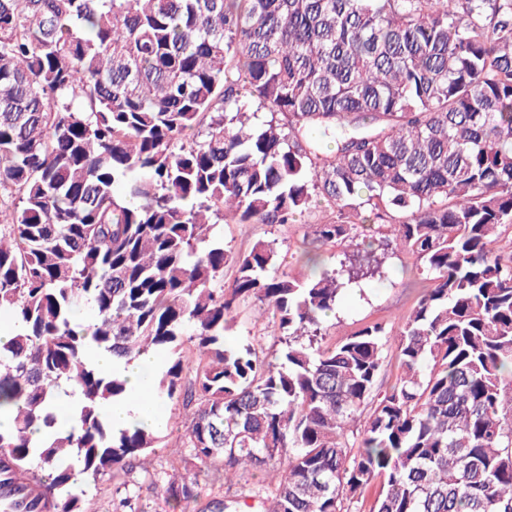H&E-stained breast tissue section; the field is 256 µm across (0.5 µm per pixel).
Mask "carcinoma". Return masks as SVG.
I'll return each mask as SVG.
<instances>
[{"mask_svg": "<svg viewBox=\"0 0 512 512\" xmlns=\"http://www.w3.org/2000/svg\"><path fill=\"white\" fill-rule=\"evenodd\" d=\"M318 201L342 221L313 242L353 246L337 267L299 278L271 242L210 240L212 215L286 224ZM505 227L512 0H0V512H83L78 474L120 478L113 512H144V488L194 512L216 460L240 489L211 512H352L378 478L374 512H512ZM397 250L430 280L410 314L321 345ZM249 297L272 360L224 345ZM95 350L170 356L154 397L187 413L182 470L149 473L152 429L112 430L101 403L128 390Z\"/></svg>", "mask_w": 512, "mask_h": 512, "instance_id": "cac0c4a2", "label": "carcinoma"}]
</instances>
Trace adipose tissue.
Returning a JSON list of instances; mask_svg holds the SVG:
<instances>
[{"instance_id": "ef3b65f1", "label": "adipose tissue", "mask_w": 512, "mask_h": 512, "mask_svg": "<svg viewBox=\"0 0 512 512\" xmlns=\"http://www.w3.org/2000/svg\"><path fill=\"white\" fill-rule=\"evenodd\" d=\"M99 368L107 373L119 372L126 379L129 395L126 399L109 401L103 406V414L113 429L121 430L138 423L152 426L157 422L155 411L147 403L150 379L153 370L159 366L158 358L149 356L129 364L115 363L105 353L96 354Z\"/></svg>"}]
</instances>
